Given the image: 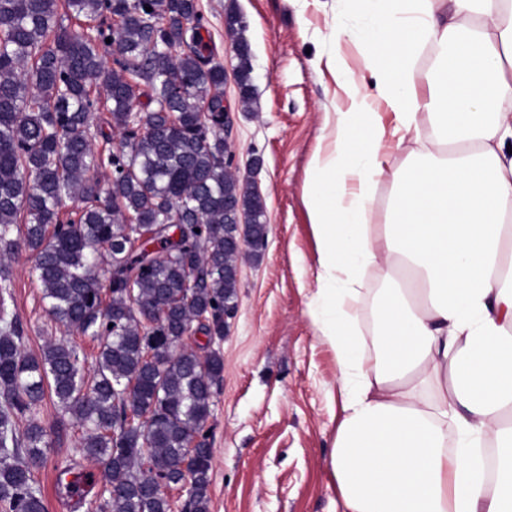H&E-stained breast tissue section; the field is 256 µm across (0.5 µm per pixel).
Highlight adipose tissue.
<instances>
[{"label":"adipose tissue","instance_id":"ef3b65f1","mask_svg":"<svg viewBox=\"0 0 512 512\" xmlns=\"http://www.w3.org/2000/svg\"><path fill=\"white\" fill-rule=\"evenodd\" d=\"M350 5L371 21L364 70L327 62L343 104L305 192L319 249L309 315L336 353L345 412L331 475L345 512H512V0ZM427 48L423 96L415 62ZM394 132L411 147L391 169ZM387 174L396 194L375 230L373 191ZM373 268L415 285L371 289ZM368 290L367 347L357 309Z\"/></svg>","mask_w":512,"mask_h":512}]
</instances>
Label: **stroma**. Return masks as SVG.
<instances>
[{"mask_svg":"<svg viewBox=\"0 0 512 512\" xmlns=\"http://www.w3.org/2000/svg\"><path fill=\"white\" fill-rule=\"evenodd\" d=\"M204 34L226 70L237 65L235 42L224 29L235 8L250 46L255 103L241 111L234 82L226 84L233 165L263 199L267 243L260 261L238 263L237 306L219 348L224 379L208 420L213 450L211 512H343L330 484L328 460L342 420L335 351L308 316L316 288L318 250L305 204L309 162L336 104V79L325 61L342 52L352 71L363 61L357 35L363 19L347 0H199ZM32 255L18 245L11 257L8 311L25 327V346L39 353L51 339L74 345L93 363L97 341L68 332L46 312ZM37 422L49 434L46 463L34 480L47 512H91L101 482L85 500L70 498L56 461L75 473L101 466L79 451L81 435L54 395H45L18 430Z\"/></svg>","mask_w":512,"mask_h":512,"instance_id":"35a3bbf8","label":"stroma"}]
</instances>
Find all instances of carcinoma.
<instances>
[{
    "label": "carcinoma",
    "mask_w": 512,
    "mask_h": 512,
    "mask_svg": "<svg viewBox=\"0 0 512 512\" xmlns=\"http://www.w3.org/2000/svg\"><path fill=\"white\" fill-rule=\"evenodd\" d=\"M61 6L80 30L62 26ZM225 26L248 107L244 24L229 12ZM204 30L198 0H0V257L23 232L48 314L98 341L89 374L65 340L27 353L21 320L0 309L8 512H46L33 470L47 431L32 421L21 433L16 421L48 390L80 427L81 453L104 468L95 512H171L157 480L187 474V508L210 512L205 427L224 358L172 352L194 323L223 339L236 308L239 226L224 201L246 217L257 254L267 224L258 192L224 161V65Z\"/></svg>",
    "instance_id": "1"
}]
</instances>
